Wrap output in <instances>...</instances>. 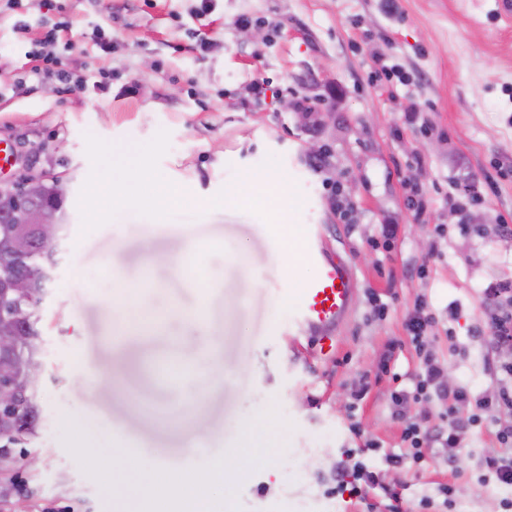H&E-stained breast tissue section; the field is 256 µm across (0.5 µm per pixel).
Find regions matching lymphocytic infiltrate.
I'll return each mask as SVG.
<instances>
[{"mask_svg":"<svg viewBox=\"0 0 512 512\" xmlns=\"http://www.w3.org/2000/svg\"><path fill=\"white\" fill-rule=\"evenodd\" d=\"M434 321L427 303L416 301L408 330L421 369L415 376L412 390L397 388L391 393L394 414L403 423L405 446L404 453L384 454V463L392 469L408 464L422 465L434 448L462 449L465 435L479 424L483 415L512 407V359L500 365L503 386L495 394L474 397L462 387L448 389L444 382L445 364L428 346L427 329ZM433 402L439 406L436 417H429L424 411L414 415L409 412L411 405ZM497 440L501 448L485 454L480 479L512 487V423L500 426ZM379 449L377 441L365 440L362 447L346 449L337 467L336 492L364 501L367 512H375L376 506L369 496L379 489L380 484L377 473L368 469L362 457L365 452Z\"/></svg>","mask_w":512,"mask_h":512,"instance_id":"1","label":"lymphocytic infiltrate"}]
</instances>
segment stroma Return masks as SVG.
Listing matches in <instances>:
<instances>
[{
  "label": "stroma",
  "instance_id": "obj_1",
  "mask_svg": "<svg viewBox=\"0 0 512 512\" xmlns=\"http://www.w3.org/2000/svg\"><path fill=\"white\" fill-rule=\"evenodd\" d=\"M197 4L0 0V148L68 181L59 264L38 306L39 426L0 472V512H155L133 473L102 468L114 449L170 472L249 430L261 434L257 459L210 485V512H357L328 494L353 422L382 446L366 464L405 484L401 512H419L441 483L455 488V512H501L512 489L477 480L498 447L489 419L455 460L437 448L422 467L391 471L382 455L403 448L390 394L419 369L406 329L417 299L436 314L428 340L452 385L497 386L483 297L512 282V178L496 174L512 166V0H212L204 15ZM62 22L68 40L55 51L73 92L31 71L36 43ZM99 24L105 50L91 39ZM385 66L404 80L370 82ZM127 145L148 147L149 168L191 205L120 220L98 207L93 190ZM246 170L278 178L287 220L268 204L223 205ZM413 184L426 200L419 220ZM282 221L299 233L319 225L355 269L332 356L292 333L284 293L317 270L278 248ZM390 223L394 245L372 250ZM124 283L145 284L141 305L114 306ZM219 364L224 382L210 385ZM30 453L37 469L22 463Z\"/></svg>",
  "mask_w": 512,
  "mask_h": 512
}]
</instances>
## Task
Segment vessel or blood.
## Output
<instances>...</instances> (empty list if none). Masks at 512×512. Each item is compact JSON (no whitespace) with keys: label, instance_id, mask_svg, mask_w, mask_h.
I'll return each mask as SVG.
<instances>
[{"label":"vessel or blood","instance_id":"1","mask_svg":"<svg viewBox=\"0 0 512 512\" xmlns=\"http://www.w3.org/2000/svg\"><path fill=\"white\" fill-rule=\"evenodd\" d=\"M306 244V257L319 273L286 295L295 306V333L312 338L320 353L327 355L337 348L339 334L353 313L356 275L325 245L318 225H310Z\"/></svg>","mask_w":512,"mask_h":512}]
</instances>
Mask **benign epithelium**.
Instances as JSON below:
<instances>
[{"label":"benign epithelium","mask_w":512,"mask_h":512,"mask_svg":"<svg viewBox=\"0 0 512 512\" xmlns=\"http://www.w3.org/2000/svg\"><path fill=\"white\" fill-rule=\"evenodd\" d=\"M17 173L0 180V253L7 252L12 269L0 268V417L29 398L37 387L39 339L19 336L15 329L26 325L41 298L32 273L30 244L15 236V224H40L46 251L54 254L61 227L58 213L66 195L63 175L35 170L21 156Z\"/></svg>","instance_id":"benign-epithelium-1"}]
</instances>
